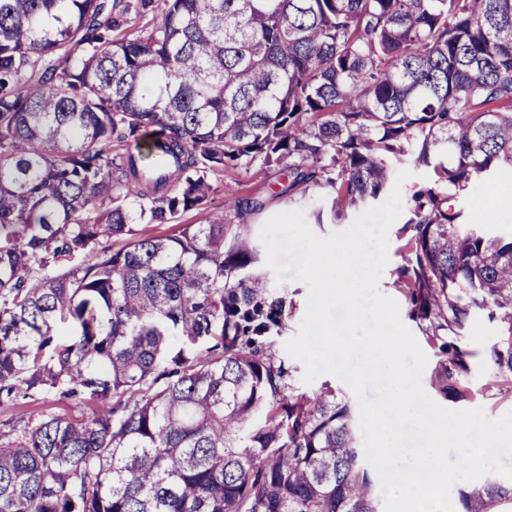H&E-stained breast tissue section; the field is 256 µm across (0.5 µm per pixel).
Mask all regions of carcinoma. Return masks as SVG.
Masks as SVG:
<instances>
[{
    "label": "carcinoma",
    "instance_id": "cac0c4a2",
    "mask_svg": "<svg viewBox=\"0 0 512 512\" xmlns=\"http://www.w3.org/2000/svg\"><path fill=\"white\" fill-rule=\"evenodd\" d=\"M254 162L281 172L276 198L320 190L318 224L427 170L396 285L437 351L431 386L472 398L485 312L512 394V232L461 205L512 168V0H0V405L97 402L6 424L0 512H379L351 405L295 393L266 339L288 313L249 225L179 223ZM459 504L512 512V479Z\"/></svg>",
    "mask_w": 512,
    "mask_h": 512
}]
</instances>
